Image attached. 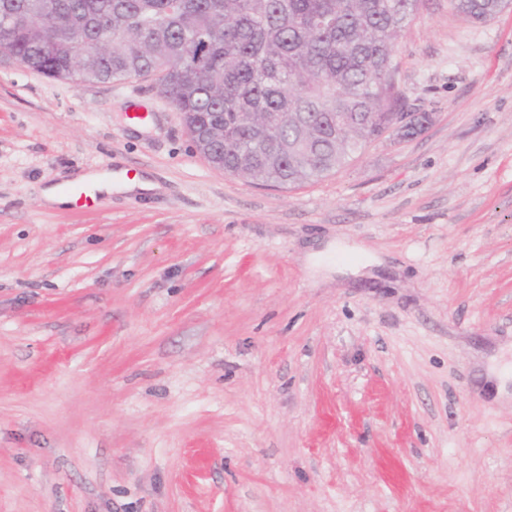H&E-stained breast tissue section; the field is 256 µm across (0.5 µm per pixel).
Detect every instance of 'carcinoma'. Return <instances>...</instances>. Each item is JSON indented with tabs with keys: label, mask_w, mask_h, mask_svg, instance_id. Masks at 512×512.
Segmentation results:
<instances>
[{
	"label": "carcinoma",
	"mask_w": 512,
	"mask_h": 512,
	"mask_svg": "<svg viewBox=\"0 0 512 512\" xmlns=\"http://www.w3.org/2000/svg\"><path fill=\"white\" fill-rule=\"evenodd\" d=\"M422 0H0V42L40 75L152 77L229 176L291 189L379 138ZM486 21L501 0H451Z\"/></svg>",
	"instance_id": "cac0c4a2"
}]
</instances>
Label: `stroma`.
Instances as JSON below:
<instances>
[{"instance_id": "1", "label": "stroma", "mask_w": 512, "mask_h": 512, "mask_svg": "<svg viewBox=\"0 0 512 512\" xmlns=\"http://www.w3.org/2000/svg\"><path fill=\"white\" fill-rule=\"evenodd\" d=\"M396 61L433 124L282 190L0 60V512H512V8Z\"/></svg>"}]
</instances>
